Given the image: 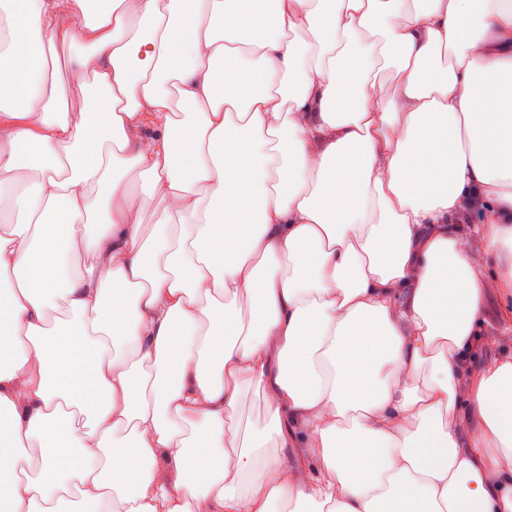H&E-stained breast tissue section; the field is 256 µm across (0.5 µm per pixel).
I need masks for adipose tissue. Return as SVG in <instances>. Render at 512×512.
Masks as SVG:
<instances>
[{
    "instance_id": "1",
    "label": "adipose tissue",
    "mask_w": 512,
    "mask_h": 512,
    "mask_svg": "<svg viewBox=\"0 0 512 512\" xmlns=\"http://www.w3.org/2000/svg\"><path fill=\"white\" fill-rule=\"evenodd\" d=\"M493 90L512 0H0V512H512V356L467 362L479 254L512 292ZM63 343L70 348L73 358L69 368L64 375V382L71 388L83 393L88 398L93 399L94 393L91 384V367L85 361L79 344L74 340H66Z\"/></svg>"
}]
</instances>
